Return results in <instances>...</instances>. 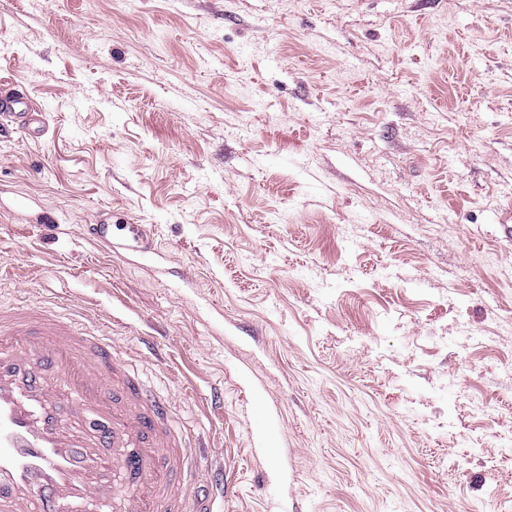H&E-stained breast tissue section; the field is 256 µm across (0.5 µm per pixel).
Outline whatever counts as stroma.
Listing matches in <instances>:
<instances>
[{
  "mask_svg": "<svg viewBox=\"0 0 512 512\" xmlns=\"http://www.w3.org/2000/svg\"><path fill=\"white\" fill-rule=\"evenodd\" d=\"M1 93L0 308L135 352L216 512H512V0H0ZM32 105L28 99L18 96L0 98V121L10 118L18 121V128L28 134L38 135L41 129V113L31 112Z\"/></svg>",
  "mask_w": 512,
  "mask_h": 512,
  "instance_id": "1",
  "label": "stroma"
}]
</instances>
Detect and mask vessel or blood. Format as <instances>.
I'll use <instances>...</instances> for the list:
<instances>
[{"instance_id": "vessel-or-blood-1", "label": "vessel or blood", "mask_w": 512, "mask_h": 512, "mask_svg": "<svg viewBox=\"0 0 512 512\" xmlns=\"http://www.w3.org/2000/svg\"><path fill=\"white\" fill-rule=\"evenodd\" d=\"M39 133L28 99L0 119ZM196 455L121 344L56 303L0 310V512H186Z\"/></svg>"}]
</instances>
